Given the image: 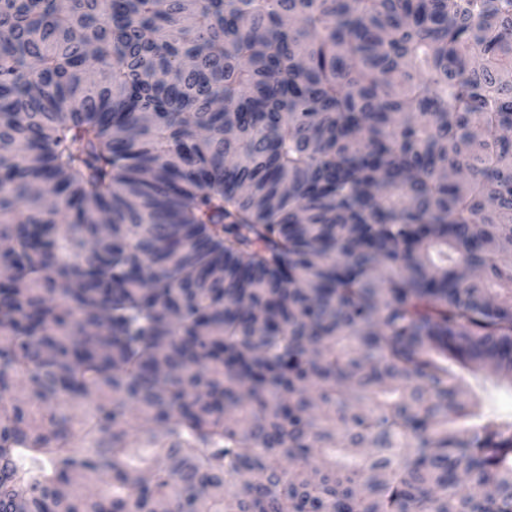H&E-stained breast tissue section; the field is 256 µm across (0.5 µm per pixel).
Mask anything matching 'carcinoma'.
Wrapping results in <instances>:
<instances>
[{"mask_svg": "<svg viewBox=\"0 0 512 512\" xmlns=\"http://www.w3.org/2000/svg\"><path fill=\"white\" fill-rule=\"evenodd\" d=\"M0 238V504L512 512V0H0ZM448 370L469 384L472 400L477 403L473 408L476 414L495 417L499 421L512 419V388L510 386L497 385L482 374H473L453 360H448Z\"/></svg>", "mask_w": 512, "mask_h": 512, "instance_id": "1", "label": "carcinoma"}]
</instances>
